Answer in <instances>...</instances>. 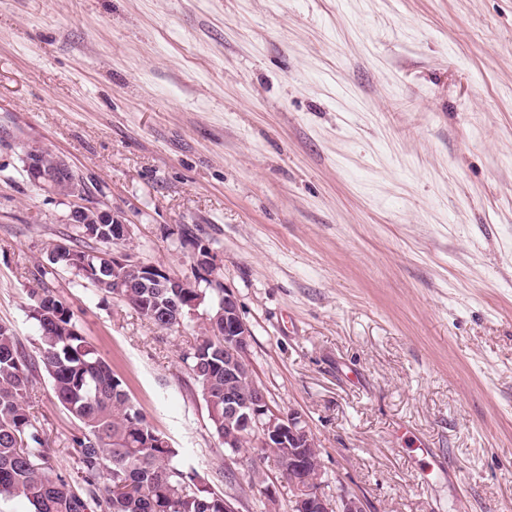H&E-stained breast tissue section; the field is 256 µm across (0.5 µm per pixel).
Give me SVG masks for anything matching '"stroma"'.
<instances>
[{"label": "stroma", "mask_w": 512, "mask_h": 512, "mask_svg": "<svg viewBox=\"0 0 512 512\" xmlns=\"http://www.w3.org/2000/svg\"><path fill=\"white\" fill-rule=\"evenodd\" d=\"M57 152L123 249L221 261L278 412L303 415L331 493L371 512H512V0H0V324L33 348L54 288L187 470L240 512H291L229 465L168 330L72 271ZM69 471L77 421L31 406Z\"/></svg>", "instance_id": "1"}]
</instances>
